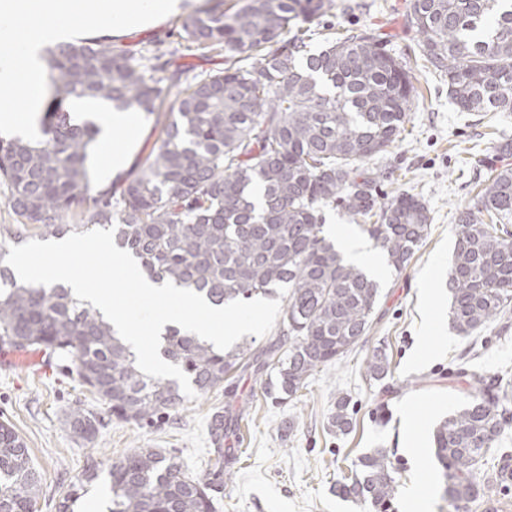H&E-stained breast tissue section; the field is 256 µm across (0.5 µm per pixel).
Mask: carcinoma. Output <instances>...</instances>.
Here are the masks:
<instances>
[{"label":"carcinoma","instance_id":"1","mask_svg":"<svg viewBox=\"0 0 512 512\" xmlns=\"http://www.w3.org/2000/svg\"><path fill=\"white\" fill-rule=\"evenodd\" d=\"M333 0H224L182 21L184 38L224 50V69L190 82L164 113L159 146L130 173L121 191L92 190L91 156L99 127L75 121L63 104L95 100L117 110L153 115L180 70L147 66L131 49L100 39L59 42L47 52L49 84L44 139L0 138V183L18 224H0V345L44 348L71 360L79 381L126 422L149 421L185 401L178 381L143 374L136 355L103 314L61 285L19 281L5 262L9 247L31 238L114 228L145 278L201 294L215 305L272 297L287 289L278 339L260 353L242 339L227 351L173 326L161 355L205 394L248 366L266 376L265 393L283 404L307 387L317 369L351 352L372 321L380 285L348 263L323 231L324 211L342 208L361 219L396 271L404 269L431 224L424 201L409 193L381 197L383 174L367 166L405 132L413 98L407 62L367 29L336 31L320 19ZM408 25L420 55L448 78V97L462 112H512V0H411ZM326 30L313 52L315 27ZM512 168L492 170L473 203L458 211L448 269L453 328L470 336L512 309ZM384 379L388 355L367 360ZM508 373L471 375L472 400L438 426L435 455L444 470L443 496L454 503L475 490V466L493 454L512 414ZM100 420L76 408L72 434L91 441ZM345 396L336 398L327 428L349 433ZM214 462L203 477L164 448H137L112 462L108 512H217L224 487V416L210 426ZM494 482L512 481V454L495 456ZM89 456L57 504L73 506L99 477ZM399 481L391 452L363 456L344 498L387 512ZM41 476L29 448L0 420V512H35Z\"/></svg>","mask_w":512,"mask_h":512}]
</instances>
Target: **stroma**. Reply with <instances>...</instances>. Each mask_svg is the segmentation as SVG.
Instances as JSON below:
<instances>
[{
	"label": "stroma",
	"mask_w": 512,
	"mask_h": 512,
	"mask_svg": "<svg viewBox=\"0 0 512 512\" xmlns=\"http://www.w3.org/2000/svg\"><path fill=\"white\" fill-rule=\"evenodd\" d=\"M335 2L337 27L380 33L415 72L408 134L374 164L386 174L384 193L406 191L426 202L431 216L426 240L405 269L383 272L375 319L353 351L316 372L283 406L272 404L261 378L239 370L220 387L186 400L169 417L127 423L111 417L65 363L21 367L0 347V417L23 437L41 475L37 512H56L57 501L91 454L105 470L76 512H106L107 467L136 448L173 449L194 475H204L209 424L217 414L233 419L224 445L234 457L218 512H373L368 504L339 496L335 487L352 478L361 456L378 448L389 449L400 470L399 492L388 512H487L493 503L501 512H512V486L482 483L469 501L455 505L444 499L433 444L438 423L471 399L465 375L453 372L459 359H466L468 372L512 373V318L491 322L475 341L448 323L457 212L471 203L474 185L490 175L496 162L491 143L503 135L512 139V112L480 119L449 102L447 80L425 68L419 36L406 24L410 0ZM182 20L176 13L149 28L114 31L110 37L146 57L170 60L181 67L185 83L223 69V52L201 50L181 38ZM377 347L386 350L390 362V373L381 381L367 371V358ZM340 396L350 400L353 428L338 437L328 431L327 417ZM77 407L101 418L92 441L75 438L67 425L68 413ZM412 419L420 427L421 457L407 449Z\"/></svg>",
	"instance_id": "35a3bbf8"
}]
</instances>
